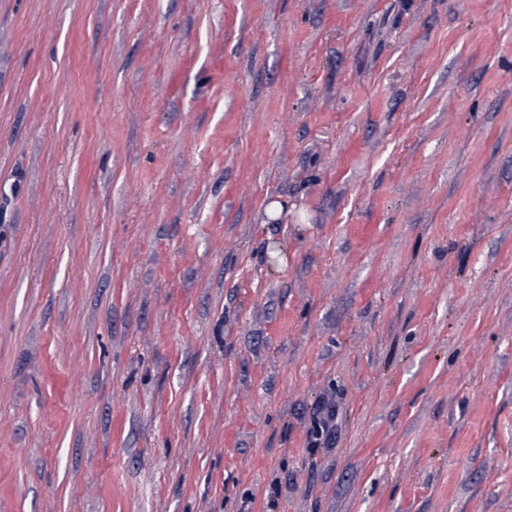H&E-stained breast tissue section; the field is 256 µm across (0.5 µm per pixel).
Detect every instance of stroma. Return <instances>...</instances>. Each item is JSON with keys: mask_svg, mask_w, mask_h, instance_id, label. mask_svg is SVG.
Instances as JSON below:
<instances>
[{"mask_svg": "<svg viewBox=\"0 0 512 512\" xmlns=\"http://www.w3.org/2000/svg\"><path fill=\"white\" fill-rule=\"evenodd\" d=\"M0 512H512V0H0Z\"/></svg>", "mask_w": 512, "mask_h": 512, "instance_id": "stroma-1", "label": "stroma"}]
</instances>
